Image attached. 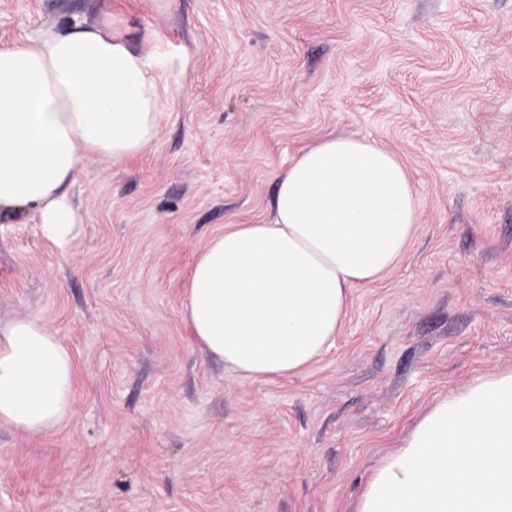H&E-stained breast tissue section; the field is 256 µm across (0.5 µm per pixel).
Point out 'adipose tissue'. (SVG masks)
<instances>
[{
  "label": "adipose tissue",
  "mask_w": 512,
  "mask_h": 512,
  "mask_svg": "<svg viewBox=\"0 0 512 512\" xmlns=\"http://www.w3.org/2000/svg\"><path fill=\"white\" fill-rule=\"evenodd\" d=\"M161 117L148 64L92 22L0 46V209L56 236L79 222L68 191L88 160L153 146ZM409 171L390 150L330 135L277 178L273 216L228 224L196 257L183 318L242 378L298 373L334 344L352 288L382 280L417 231ZM74 362L39 318L0 323V424L32 434L71 414ZM354 512H512V370L431 404L386 455Z\"/></svg>",
  "instance_id": "adipose-tissue-1"
}]
</instances>
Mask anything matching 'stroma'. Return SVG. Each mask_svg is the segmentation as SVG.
I'll use <instances>...</instances> for the list:
<instances>
[{
	"label": "stroma",
	"instance_id": "35a3bbf8",
	"mask_svg": "<svg viewBox=\"0 0 512 512\" xmlns=\"http://www.w3.org/2000/svg\"><path fill=\"white\" fill-rule=\"evenodd\" d=\"M107 8L162 119L87 163L66 244L0 213V319L38 317L75 365L59 428L0 424V512H353L429 405L512 369V0H0V44ZM331 132L407 165L418 230L331 351L237 377L183 319L187 274Z\"/></svg>",
	"mask_w": 512,
	"mask_h": 512
}]
</instances>
